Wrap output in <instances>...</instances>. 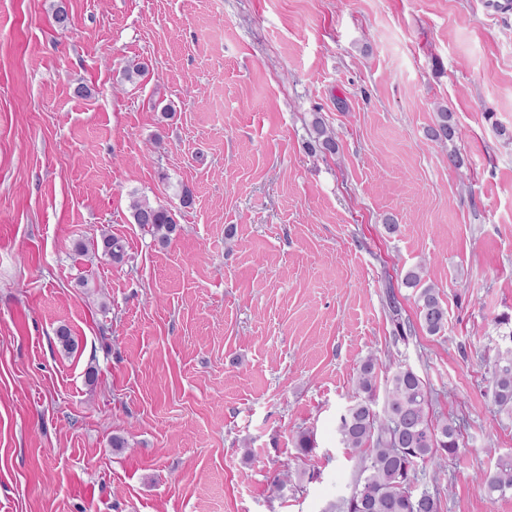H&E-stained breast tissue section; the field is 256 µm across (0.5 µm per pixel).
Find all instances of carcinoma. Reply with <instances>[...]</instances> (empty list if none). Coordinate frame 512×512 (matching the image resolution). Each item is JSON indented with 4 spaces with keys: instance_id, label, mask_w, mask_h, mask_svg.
Masks as SVG:
<instances>
[{
    "instance_id": "1",
    "label": "carcinoma",
    "mask_w": 512,
    "mask_h": 512,
    "mask_svg": "<svg viewBox=\"0 0 512 512\" xmlns=\"http://www.w3.org/2000/svg\"><path fill=\"white\" fill-rule=\"evenodd\" d=\"M312 131V148L336 151L335 139L320 120L312 122ZM458 134L453 112L446 106L437 107L429 136L445 144ZM132 210L135 223L160 243H169L177 222L168 207L136 200ZM102 247L111 259H123L124 246L119 239L105 236ZM402 284L416 292L417 323L409 324V332L419 327L431 336L442 333L448 324V310L436 288L425 284L424 268L407 270ZM495 323L503 328L498 339L506 347H497L490 399L496 413L512 416V319L503 316ZM378 370L374 356L362 361L355 379L362 398L340 416V441L358 462L350 494L330 504L328 512H440L441 476L465 447L461 425L446 417L429 416L430 391L423 378L406 366L386 376L384 418H378L373 409ZM429 472L433 489L415 494L412 483ZM479 483L489 498L512 493V458L500 459L496 469L484 472Z\"/></svg>"
}]
</instances>
